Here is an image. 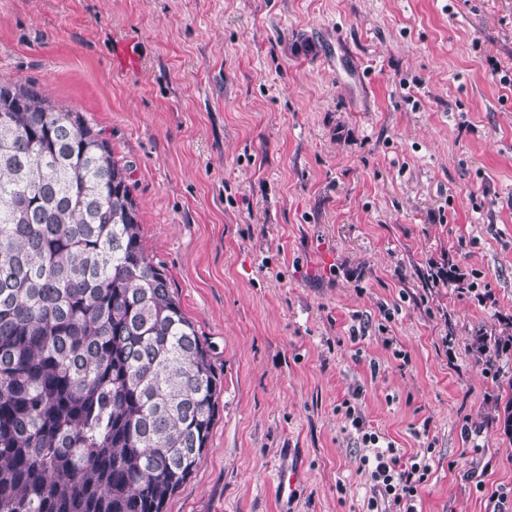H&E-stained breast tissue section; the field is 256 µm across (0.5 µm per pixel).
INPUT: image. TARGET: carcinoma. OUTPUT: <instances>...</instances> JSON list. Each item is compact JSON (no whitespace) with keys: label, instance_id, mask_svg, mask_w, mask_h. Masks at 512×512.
Masks as SVG:
<instances>
[{"label":"carcinoma","instance_id":"1","mask_svg":"<svg viewBox=\"0 0 512 512\" xmlns=\"http://www.w3.org/2000/svg\"><path fill=\"white\" fill-rule=\"evenodd\" d=\"M219 391L129 165L82 113L0 79V512H165Z\"/></svg>","mask_w":512,"mask_h":512}]
</instances>
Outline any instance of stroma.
I'll list each match as a JSON object with an SVG mask.
<instances>
[{
    "instance_id": "stroma-1",
    "label": "stroma",
    "mask_w": 512,
    "mask_h": 512,
    "mask_svg": "<svg viewBox=\"0 0 512 512\" xmlns=\"http://www.w3.org/2000/svg\"><path fill=\"white\" fill-rule=\"evenodd\" d=\"M503 72L512 0H0V78L129 164L212 348L216 418L167 512H366L348 398L403 459L432 443L421 512H512ZM281 463L306 474L285 505Z\"/></svg>"
}]
</instances>
